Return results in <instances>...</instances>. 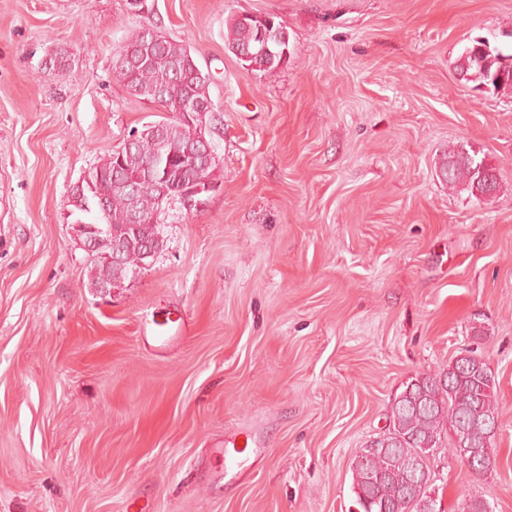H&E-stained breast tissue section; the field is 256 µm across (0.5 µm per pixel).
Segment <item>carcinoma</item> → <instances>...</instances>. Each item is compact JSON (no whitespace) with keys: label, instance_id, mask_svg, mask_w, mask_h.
<instances>
[{"label":"carcinoma","instance_id":"carcinoma-1","mask_svg":"<svg viewBox=\"0 0 512 512\" xmlns=\"http://www.w3.org/2000/svg\"><path fill=\"white\" fill-rule=\"evenodd\" d=\"M266 55L254 61L261 69H272L283 59L288 47L285 32L274 23ZM225 43L238 53L252 47L259 40L258 22L249 16L233 17L227 21ZM149 62L132 71H116L124 85L135 83L145 90L159 89L163 106L171 112L183 108L186 101H210L209 86L195 76L197 63L188 47L169 37L158 45L144 50ZM175 62L179 72L169 71ZM456 70L465 82L512 90V54L504 55L490 47L486 40H476L466 47L457 60ZM187 141V127L177 119L165 120L163 146L149 138H141L124 148L122 174L135 186L137 208L146 214L157 207L156 179L143 175L144 163L155 157L174 172L179 170L178 160ZM440 173L453 188L466 191L472 197L493 195L499 183L493 171L464 151H450L444 157ZM130 204L128 197L115 191L102 220L110 230L101 234L96 252L112 253V242L122 244L121 262L105 263L95 260L94 285H110L117 272L138 266L146 260L147 247L144 229L140 224L128 223ZM498 382L483 358L475 352L455 357L448 366L434 373H420L396 397L391 405L390 429L370 441L371 450L355 457L352 463V492L358 512H440L437 500L425 505L420 499L428 498L430 488L417 487L414 471L399 465L401 461L415 460L429 440L434 447L446 448L457 454V436L465 429L472 431L469 447L474 454L467 463L472 471L487 472L488 454L494 439H484V432L498 424Z\"/></svg>","mask_w":512,"mask_h":512}]
</instances>
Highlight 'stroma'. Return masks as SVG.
Listing matches in <instances>:
<instances>
[{
    "label": "stroma",
    "mask_w": 512,
    "mask_h": 512,
    "mask_svg": "<svg viewBox=\"0 0 512 512\" xmlns=\"http://www.w3.org/2000/svg\"><path fill=\"white\" fill-rule=\"evenodd\" d=\"M146 4L0 0V512H350L405 382L469 350L499 383L496 467L438 449L433 494L512 512V93L455 70L476 38L512 53V0ZM243 14L283 27L277 68L227 49ZM146 26L209 77L221 186L105 294L67 202L165 117L113 69ZM60 46L72 74L44 66ZM453 148L495 195L448 186ZM164 310L191 330L154 349Z\"/></svg>",
    "instance_id": "stroma-1"
}]
</instances>
